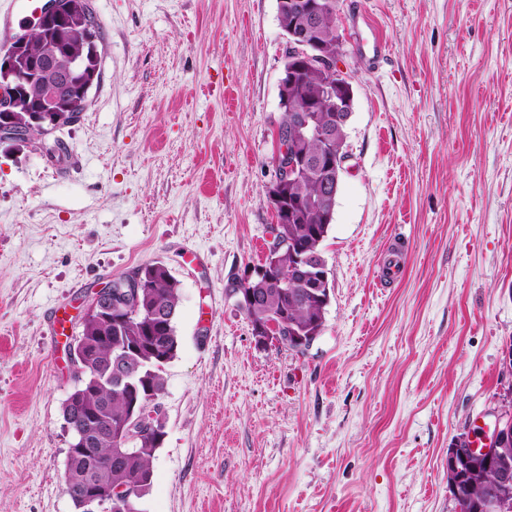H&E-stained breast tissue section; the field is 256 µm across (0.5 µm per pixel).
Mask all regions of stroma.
<instances>
[{"label":"stroma","mask_w":512,"mask_h":512,"mask_svg":"<svg viewBox=\"0 0 512 512\" xmlns=\"http://www.w3.org/2000/svg\"><path fill=\"white\" fill-rule=\"evenodd\" d=\"M90 4L101 77L64 160L0 143V512H75L66 339L154 260L180 345L145 512H457L448 450L512 400V0H339L350 159L301 352L259 343L230 292L276 222V0Z\"/></svg>","instance_id":"1"}]
</instances>
